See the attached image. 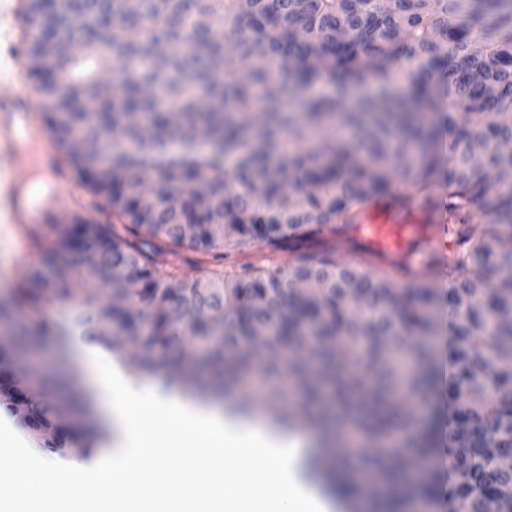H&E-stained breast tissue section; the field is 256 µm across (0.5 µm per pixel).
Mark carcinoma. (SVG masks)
Wrapping results in <instances>:
<instances>
[{"instance_id":"cac0c4a2","label":"carcinoma","mask_w":512,"mask_h":512,"mask_svg":"<svg viewBox=\"0 0 512 512\" xmlns=\"http://www.w3.org/2000/svg\"><path fill=\"white\" fill-rule=\"evenodd\" d=\"M464 8V21L451 23L448 0H61L65 32L30 39L26 62L57 77L39 89L42 113L52 117L47 129L124 223L92 234L79 216L47 225L28 287L0 300V321L13 325L0 345V372L10 380L22 372L36 391L27 426L51 433L43 449L63 456L92 448L93 430L73 421L89 397L62 378L72 337L120 356L134 327L132 372L157 370L160 351L166 386L203 401L214 387L182 365L195 356L192 342H206L205 365L234 413L251 411L254 371L288 376L310 400L325 391L361 395L345 419L380 451L361 454L358 464L384 482L416 476L413 502L435 512L434 453L443 443L434 420L399 406L397 394L402 387L434 409L438 359L426 337L443 326L441 296L427 269L405 284L398 269L363 254L340 263L336 238L396 184L427 198L444 182L458 220L447 272L449 496L470 512L512 500V472L499 466L512 455V152L503 151L512 143V0H465ZM218 20L222 44L210 38ZM76 40L86 44L78 56L70 49ZM105 70L121 81L105 85ZM323 78L339 86L337 97L300 100L297 112L284 107L290 89ZM367 78L379 93L349 101L347 87ZM452 109L463 113L458 127L446 123ZM202 176L206 193L189 189L170 202L172 186ZM226 224L233 234L224 235ZM132 236L155 252L207 251L230 239L241 248L257 237L273 252L306 241L314 251L297 253L286 272L263 259L242 266L245 278L190 281ZM113 268L145 284L120 305L101 301ZM84 275L95 290L80 309L61 319L20 318L19 299H64ZM176 314L196 320L191 337L173 324ZM40 336L56 343L57 375L14 361ZM308 422L323 428L318 447L337 440L324 417ZM397 427L402 445L383 447ZM305 473L346 512L372 510L318 459L306 461Z\"/></svg>"}]
</instances>
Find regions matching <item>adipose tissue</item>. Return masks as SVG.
<instances>
[{
    "instance_id": "adipose-tissue-1",
    "label": "adipose tissue",
    "mask_w": 512,
    "mask_h": 512,
    "mask_svg": "<svg viewBox=\"0 0 512 512\" xmlns=\"http://www.w3.org/2000/svg\"><path fill=\"white\" fill-rule=\"evenodd\" d=\"M76 349L95 372V395L119 451L96 469L65 467L32 448L13 421L0 420V484L21 472L38 488L68 487L62 501L0 497V512H335L302 475L311 449L299 430L159 392L108 350L81 342ZM170 452L179 470L163 463Z\"/></svg>"
}]
</instances>
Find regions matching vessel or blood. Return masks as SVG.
Wrapping results in <instances>:
<instances>
[{"label": "vessel or blood", "instance_id": "obj_1", "mask_svg": "<svg viewBox=\"0 0 512 512\" xmlns=\"http://www.w3.org/2000/svg\"><path fill=\"white\" fill-rule=\"evenodd\" d=\"M33 27L28 15L12 11L8 29H0V65L19 62L17 35ZM36 102V92L19 80L0 93V254L15 261L32 259L45 222L81 201L69 167L34 121ZM356 222L354 238L378 261L402 256L413 271L428 264L442 274L457 249L455 218L440 189L421 201L400 192L380 198Z\"/></svg>", "mask_w": 512, "mask_h": 512}]
</instances>
